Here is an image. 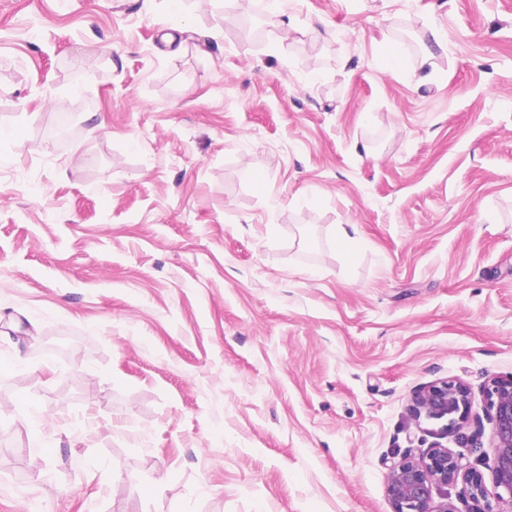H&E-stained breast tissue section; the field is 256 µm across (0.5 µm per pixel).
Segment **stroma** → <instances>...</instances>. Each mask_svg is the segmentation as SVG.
Here are the masks:
<instances>
[{
	"mask_svg": "<svg viewBox=\"0 0 512 512\" xmlns=\"http://www.w3.org/2000/svg\"><path fill=\"white\" fill-rule=\"evenodd\" d=\"M251 5L0 0V512H392L512 375V0Z\"/></svg>",
	"mask_w": 512,
	"mask_h": 512,
	"instance_id": "obj_1",
	"label": "stroma"
}]
</instances>
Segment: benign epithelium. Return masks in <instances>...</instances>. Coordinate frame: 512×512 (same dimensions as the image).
I'll list each match as a JSON object with an SVG mask.
<instances>
[{"instance_id": "obj_1", "label": "benign epithelium", "mask_w": 512, "mask_h": 512, "mask_svg": "<svg viewBox=\"0 0 512 512\" xmlns=\"http://www.w3.org/2000/svg\"><path fill=\"white\" fill-rule=\"evenodd\" d=\"M484 397L491 424V453L469 460L475 448L462 432L470 412V392L460 382H436L413 397L411 412L417 424L441 425L458 431L465 451L454 453L437 444L419 455L405 454L389 468L386 492L392 512H455L448 503V486L461 485L462 493L482 512H512V376L491 377ZM490 472L487 487L479 466ZM440 501H434V495Z\"/></svg>"}]
</instances>
